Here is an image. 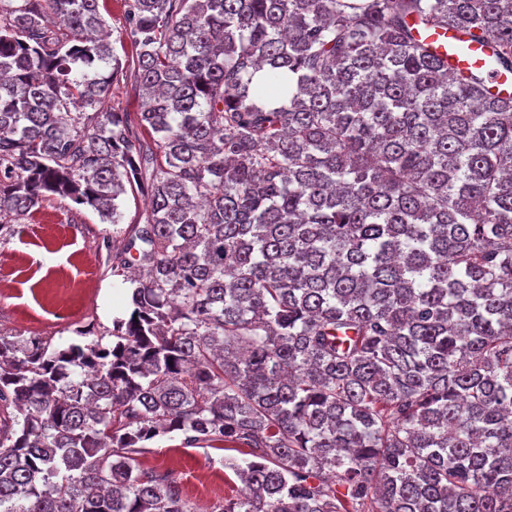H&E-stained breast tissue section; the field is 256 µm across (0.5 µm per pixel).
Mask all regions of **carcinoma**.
Wrapping results in <instances>:
<instances>
[{"label":"carcinoma","instance_id":"cac0c4a2","mask_svg":"<svg viewBox=\"0 0 512 512\" xmlns=\"http://www.w3.org/2000/svg\"><path fill=\"white\" fill-rule=\"evenodd\" d=\"M126 2L135 122L99 0H0V236L69 198L131 284L0 333V512H196L173 432L246 449L219 512H512V102L416 38L511 73L512 0ZM419 36L431 44L438 54L448 56L452 70H483L488 82L503 97L512 98V75L494 69L487 63V52L482 42L453 30H423ZM147 204V196L142 195L140 191L131 192L128 189L121 204L122 224H135L140 215L146 210Z\"/></svg>","mask_w":512,"mask_h":512}]
</instances>
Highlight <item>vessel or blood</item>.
I'll return each mask as SVG.
<instances>
[{
  "label": "vessel or blood",
  "mask_w": 512,
  "mask_h": 512,
  "mask_svg": "<svg viewBox=\"0 0 512 512\" xmlns=\"http://www.w3.org/2000/svg\"><path fill=\"white\" fill-rule=\"evenodd\" d=\"M421 36L438 54L448 57L452 69L484 71L489 83L502 96L512 98V75L489 67L482 42L464 37L462 33L453 30H425Z\"/></svg>",
  "instance_id": "obj_1"
}]
</instances>
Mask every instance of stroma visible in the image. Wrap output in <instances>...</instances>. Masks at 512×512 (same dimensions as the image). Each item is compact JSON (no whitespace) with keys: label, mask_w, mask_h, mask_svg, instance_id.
Masks as SVG:
<instances>
[{"label":"stroma","mask_w":512,"mask_h":512,"mask_svg":"<svg viewBox=\"0 0 512 512\" xmlns=\"http://www.w3.org/2000/svg\"><path fill=\"white\" fill-rule=\"evenodd\" d=\"M101 2L112 47L125 61L108 103L133 117L141 110L142 93L133 73L134 49L124 37L125 3ZM14 228L11 236L0 239V331L44 336L53 346L64 347L77 341L78 331L96 337L111 329L113 319L128 315L129 286L106 265L112 227L97 212L53 196ZM243 457L235 448L187 447L181 435L171 433L152 441L138 461L172 469L197 512H214L224 498L242 489L234 472L225 468V459Z\"/></svg>","instance_id":"obj_1"}]
</instances>
